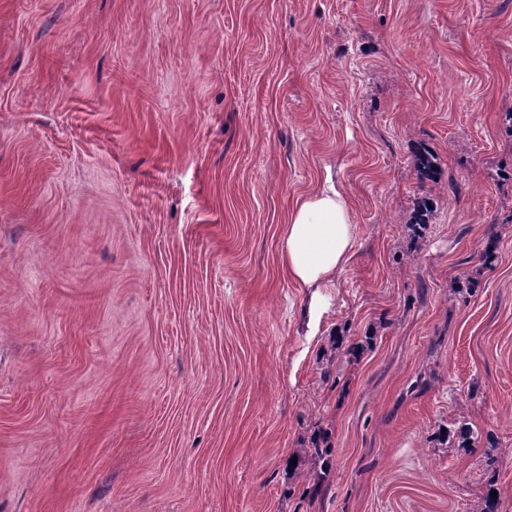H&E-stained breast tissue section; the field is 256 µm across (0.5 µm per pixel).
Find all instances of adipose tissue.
Wrapping results in <instances>:
<instances>
[{"instance_id": "ef3b65f1", "label": "adipose tissue", "mask_w": 512, "mask_h": 512, "mask_svg": "<svg viewBox=\"0 0 512 512\" xmlns=\"http://www.w3.org/2000/svg\"><path fill=\"white\" fill-rule=\"evenodd\" d=\"M355 226L343 191L325 184L296 204L280 246L288 279L310 293V313L324 306L330 287L354 256Z\"/></svg>"}]
</instances>
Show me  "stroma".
Masks as SVG:
<instances>
[{
	"mask_svg": "<svg viewBox=\"0 0 512 512\" xmlns=\"http://www.w3.org/2000/svg\"><path fill=\"white\" fill-rule=\"evenodd\" d=\"M511 111L512 0H0V512H512ZM349 199L333 185H322L296 204L280 246L288 279L311 290L309 313L324 306L329 288L354 256L355 224Z\"/></svg>",
	"mask_w": 512,
	"mask_h": 512,
	"instance_id": "35a3bbf8",
	"label": "stroma"
}]
</instances>
